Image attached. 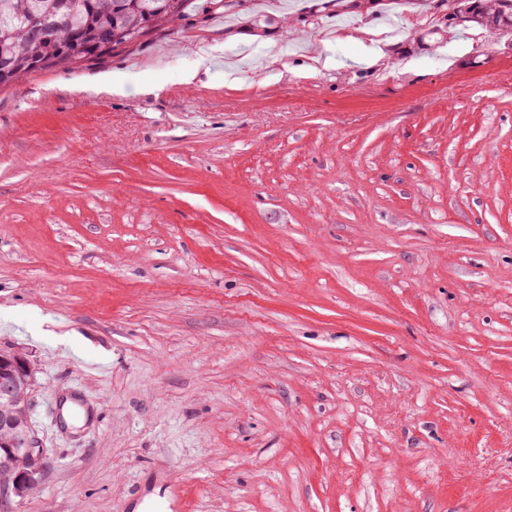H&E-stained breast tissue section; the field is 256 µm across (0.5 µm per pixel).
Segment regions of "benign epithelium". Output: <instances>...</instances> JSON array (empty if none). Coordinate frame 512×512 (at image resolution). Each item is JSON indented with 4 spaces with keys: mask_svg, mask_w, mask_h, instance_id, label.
Segmentation results:
<instances>
[{
    "mask_svg": "<svg viewBox=\"0 0 512 512\" xmlns=\"http://www.w3.org/2000/svg\"><path fill=\"white\" fill-rule=\"evenodd\" d=\"M32 394L21 396L8 371L0 370V500L12 501L25 490L37 486L41 471L17 470L15 459L19 452L41 460L46 456L33 429L22 422L21 414L30 402Z\"/></svg>",
    "mask_w": 512,
    "mask_h": 512,
    "instance_id": "benign-epithelium-1",
    "label": "benign epithelium"
}]
</instances>
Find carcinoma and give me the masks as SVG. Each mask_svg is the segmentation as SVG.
Listing matches in <instances>:
<instances>
[{
	"instance_id": "obj_1",
	"label": "carcinoma",
	"mask_w": 512,
	"mask_h": 512,
	"mask_svg": "<svg viewBox=\"0 0 512 512\" xmlns=\"http://www.w3.org/2000/svg\"><path fill=\"white\" fill-rule=\"evenodd\" d=\"M0 0V59L10 71L0 87L18 83L32 72L92 61L112 53L165 24L186 15L189 0ZM451 4V19L483 28L512 27V0H438ZM37 17L43 29L29 37L28 23ZM116 30L111 41L100 32Z\"/></svg>"
}]
</instances>
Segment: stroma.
<instances>
[{
	"mask_svg": "<svg viewBox=\"0 0 512 512\" xmlns=\"http://www.w3.org/2000/svg\"><path fill=\"white\" fill-rule=\"evenodd\" d=\"M191 4L0 87L14 512H512V31ZM15 375L19 388L25 394L28 393L34 382L32 369ZM31 397L32 390L26 396L19 395L13 375L0 370V498L2 502L11 501L7 505L0 503L1 512H11L16 502L12 501L15 496L34 488L41 480L39 469L18 471L15 464L20 451L37 460L46 456V448H43L33 429L21 419Z\"/></svg>",
	"mask_w": 512,
	"mask_h": 512,
	"instance_id": "stroma-1",
	"label": "stroma"
}]
</instances>
